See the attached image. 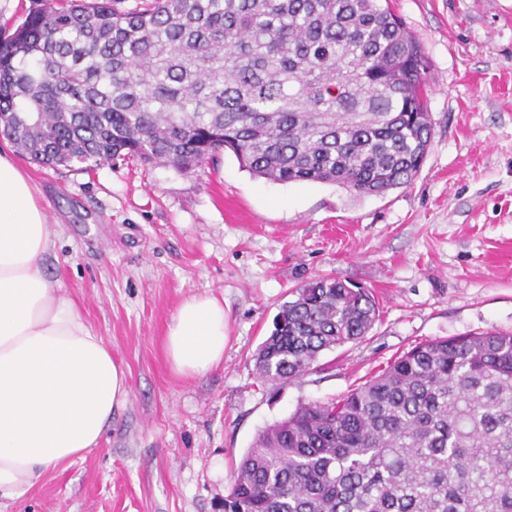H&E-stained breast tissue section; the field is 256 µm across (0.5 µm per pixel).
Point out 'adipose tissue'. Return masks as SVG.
<instances>
[{
    "label": "adipose tissue",
    "mask_w": 512,
    "mask_h": 512,
    "mask_svg": "<svg viewBox=\"0 0 512 512\" xmlns=\"http://www.w3.org/2000/svg\"><path fill=\"white\" fill-rule=\"evenodd\" d=\"M51 231L28 177L0 154V500L100 444L130 395L112 349L60 294L44 264ZM224 303L185 299L163 348L173 374L203 375L224 359Z\"/></svg>",
    "instance_id": "adipose-tissue-1"
}]
</instances>
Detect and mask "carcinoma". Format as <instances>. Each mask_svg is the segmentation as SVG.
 <instances>
[{"instance_id": "obj_1", "label": "carcinoma", "mask_w": 512, "mask_h": 512, "mask_svg": "<svg viewBox=\"0 0 512 512\" xmlns=\"http://www.w3.org/2000/svg\"><path fill=\"white\" fill-rule=\"evenodd\" d=\"M51 0L0 35V134L31 162L406 187L432 144L420 45L382 0ZM373 293L295 290L255 354L276 384L362 339ZM224 512H512V333L412 347L264 427Z\"/></svg>"}]
</instances>
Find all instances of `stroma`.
Listing matches in <instances>:
<instances>
[{
	"label": "stroma",
	"mask_w": 512,
	"mask_h": 512,
	"mask_svg": "<svg viewBox=\"0 0 512 512\" xmlns=\"http://www.w3.org/2000/svg\"><path fill=\"white\" fill-rule=\"evenodd\" d=\"M428 60L433 138L409 186L354 195L275 183L233 153L188 172L116 161L41 167L47 273L128 371L99 448L0 512H224L231 473L265 426L340 399L416 344L512 332V0H390ZM335 277L370 289L360 341L280 385L254 355L293 289ZM224 301L223 362L174 376L161 339L194 295Z\"/></svg>",
	"instance_id": "35a3bbf8"
}]
</instances>
